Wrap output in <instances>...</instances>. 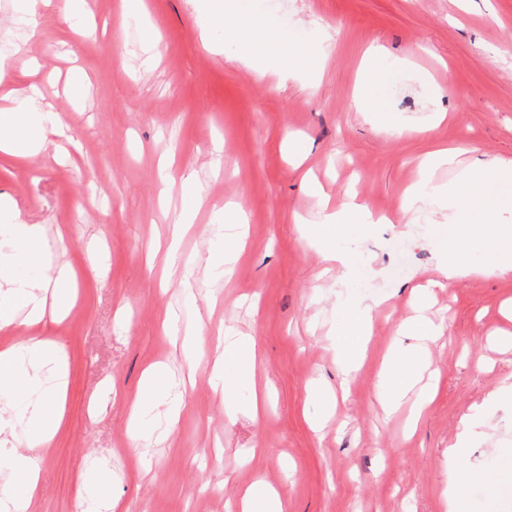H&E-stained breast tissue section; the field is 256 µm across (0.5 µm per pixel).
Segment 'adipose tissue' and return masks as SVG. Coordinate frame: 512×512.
Listing matches in <instances>:
<instances>
[{"label":"adipose tissue","mask_w":512,"mask_h":512,"mask_svg":"<svg viewBox=\"0 0 512 512\" xmlns=\"http://www.w3.org/2000/svg\"><path fill=\"white\" fill-rule=\"evenodd\" d=\"M215 25L226 26L229 35L241 46L243 58L257 72L275 65L288 72H307L318 68L321 58L312 47L291 40L271 37L265 21L252 19L225 25L223 17H215ZM61 122L56 113L37 111L33 96L9 105H0V157L24 159L43 150L45 134L57 130ZM457 150L440 149L424 159L420 177L406 193L407 209L421 204L427 194L447 197L452 215L470 210L473 201L484 205V244L498 253L501 265L512 264L506 251L512 245V224L498 221L504 208H512V164L487 167L473 164L460 170L457 181L448 186L433 184L430 173L441 164L455 165ZM47 286L13 288L0 285V331L23 325L31 335L20 343L0 346V388L27 392L42 381L41 370L52 365L56 384L45 395L46 418L36 437L43 447H51L63 423L67 395V369L64 349L57 340L44 336L48 318L63 319L75 304L64 290L75 281L73 269L51 266L47 269ZM375 304L347 306L348 324L336 339L337 363L344 375H351L363 358L366 338L371 331ZM218 356L212 368L213 380L223 382L225 391L236 384L255 378L256 342L253 336L227 333L217 345ZM29 359L33 374L23 376L17 370L20 359ZM422 362L417 355H386L381 365L382 390L380 406L384 414H392L417 382ZM8 468L17 483V493L0 494V512H31L38 493L41 464L33 456L14 455Z\"/></svg>","instance_id":"obj_1"}]
</instances>
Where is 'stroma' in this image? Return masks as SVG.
<instances>
[{
	"label": "stroma",
	"instance_id": "obj_1",
	"mask_svg": "<svg viewBox=\"0 0 512 512\" xmlns=\"http://www.w3.org/2000/svg\"><path fill=\"white\" fill-rule=\"evenodd\" d=\"M87 2L91 39L61 10L34 30L23 0H0V67L64 123L42 153L0 160V197L13 221L42 225L52 263L77 273V303L49 331L64 346L68 392L42 452L36 512H92L98 495L123 512H229L258 478L285 512H446L458 442L459 467L480 473L463 489L469 512H512V403L484 409L512 389V270H497L473 238L472 273L427 291L448 238V213L430 198L408 224L322 226L351 259L346 280L303 237L320 218L307 177L331 206L354 192L393 214L429 151L461 148L459 167L512 160V0H144L136 21L123 0ZM219 12L311 44L321 72L257 75L212 24ZM372 47L384 76L369 85L360 65ZM372 99L408 133L376 129L360 108ZM188 175L199 204L172 262ZM228 202L245 226L225 223ZM345 298L379 307L344 385L335 341ZM419 300L440 333L428 345L440 379L410 432L412 401L382 420L378 373ZM226 327L256 340L257 374L271 386L262 416L247 383L229 400L213 389L209 353L185 359L186 334ZM155 361L184 396L172 427L137 395Z\"/></svg>",
	"mask_w": 512,
	"mask_h": 512
}]
</instances>
